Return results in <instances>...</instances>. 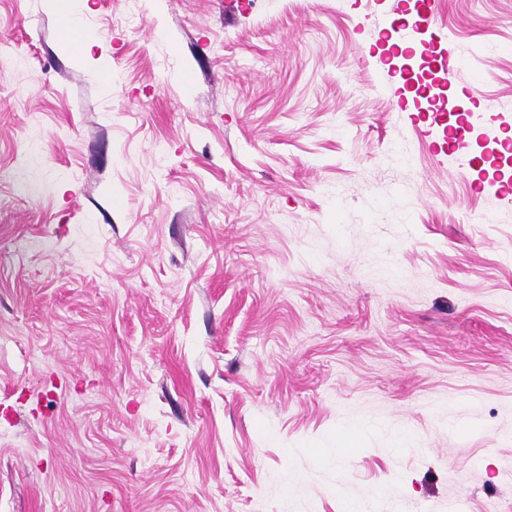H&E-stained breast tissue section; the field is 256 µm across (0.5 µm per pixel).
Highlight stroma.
<instances>
[{"label":"stroma","instance_id":"stroma-1","mask_svg":"<svg viewBox=\"0 0 512 512\" xmlns=\"http://www.w3.org/2000/svg\"><path fill=\"white\" fill-rule=\"evenodd\" d=\"M401 2L0 0V512H512V202ZM437 3L512 124V0ZM54 8L66 32L75 36L83 30L80 25L81 17L87 8V0H55Z\"/></svg>","mask_w":512,"mask_h":512}]
</instances>
